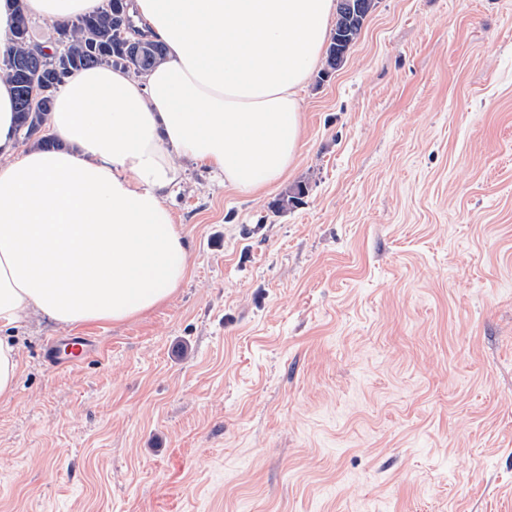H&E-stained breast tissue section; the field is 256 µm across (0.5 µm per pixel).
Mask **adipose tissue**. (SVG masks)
I'll return each instance as SVG.
<instances>
[{
    "instance_id": "1",
    "label": "adipose tissue",
    "mask_w": 512,
    "mask_h": 512,
    "mask_svg": "<svg viewBox=\"0 0 512 512\" xmlns=\"http://www.w3.org/2000/svg\"><path fill=\"white\" fill-rule=\"evenodd\" d=\"M105 0H26L64 23ZM166 59L147 74L101 65L65 77L49 126L58 149L19 148L0 77V399L13 396L9 328L122 323L167 302L190 269L163 191L178 159L256 193L301 154V92L321 65L336 0H134Z\"/></svg>"
}]
</instances>
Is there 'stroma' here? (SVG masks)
<instances>
[{
  "instance_id": "1",
  "label": "stroma",
  "mask_w": 512,
  "mask_h": 512,
  "mask_svg": "<svg viewBox=\"0 0 512 512\" xmlns=\"http://www.w3.org/2000/svg\"><path fill=\"white\" fill-rule=\"evenodd\" d=\"M302 97L280 184L179 159L169 301L13 329L0 512H512V0H380ZM95 347L93 341L84 336H77L68 340L65 344L66 357L61 358L60 346L56 342H50L46 350V360L50 365H59L67 361L76 360L89 353Z\"/></svg>"
}]
</instances>
